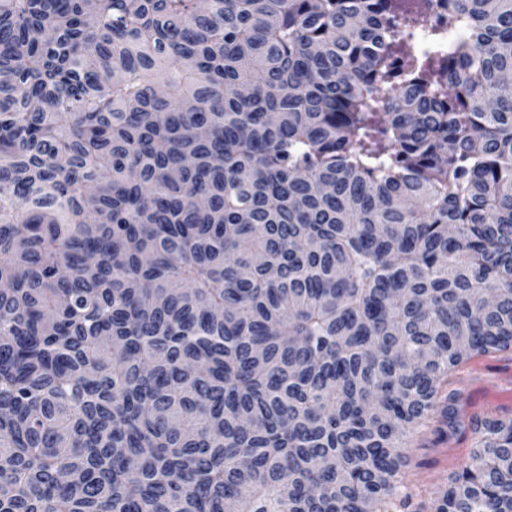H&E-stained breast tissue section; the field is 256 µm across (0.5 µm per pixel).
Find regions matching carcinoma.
I'll use <instances>...</instances> for the list:
<instances>
[{
	"instance_id": "carcinoma-1",
	"label": "carcinoma",
	"mask_w": 512,
	"mask_h": 512,
	"mask_svg": "<svg viewBox=\"0 0 512 512\" xmlns=\"http://www.w3.org/2000/svg\"><path fill=\"white\" fill-rule=\"evenodd\" d=\"M441 9L0 0V512L410 500L512 347V0ZM432 512H512V417ZM443 394L458 395V426L453 430L436 413L406 438L407 462L401 469L412 495V506L387 504V512L430 510L432 502L468 461L477 434L475 427L488 417H512V347L474 354L455 367L441 383Z\"/></svg>"
}]
</instances>
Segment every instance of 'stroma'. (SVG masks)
<instances>
[{"label":"stroma","mask_w":512,"mask_h":512,"mask_svg":"<svg viewBox=\"0 0 512 512\" xmlns=\"http://www.w3.org/2000/svg\"><path fill=\"white\" fill-rule=\"evenodd\" d=\"M441 390L458 396L457 427L449 428L441 415L430 416L407 437L401 469L421 512H428L468 461L476 425L489 417H512V349L471 356L449 373Z\"/></svg>","instance_id":"stroma-1"}]
</instances>
